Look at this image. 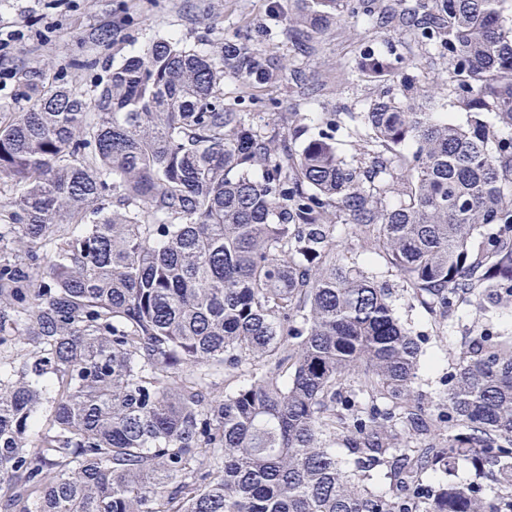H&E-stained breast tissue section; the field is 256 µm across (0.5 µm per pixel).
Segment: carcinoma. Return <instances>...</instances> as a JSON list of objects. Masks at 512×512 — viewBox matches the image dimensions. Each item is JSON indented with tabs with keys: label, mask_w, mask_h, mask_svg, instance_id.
Masks as SVG:
<instances>
[{
	"label": "carcinoma",
	"mask_w": 512,
	"mask_h": 512,
	"mask_svg": "<svg viewBox=\"0 0 512 512\" xmlns=\"http://www.w3.org/2000/svg\"><path fill=\"white\" fill-rule=\"evenodd\" d=\"M502 2L298 0L295 33L344 11L409 31L465 113L388 88L350 160L334 118L297 148L303 115L224 98L226 72L273 79L249 36L219 58L159 39L89 94L55 72L0 112V512H505L475 484L421 488L468 456L512 497V336L473 337L424 403L418 340L336 243L355 225L441 318L512 296V138L486 120L512 128Z\"/></svg>",
	"instance_id": "carcinoma-1"
}]
</instances>
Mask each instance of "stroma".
I'll list each match as a JSON object with an SVG mask.
<instances>
[{
  "label": "stroma",
  "instance_id": "35a3bbf8",
  "mask_svg": "<svg viewBox=\"0 0 512 512\" xmlns=\"http://www.w3.org/2000/svg\"><path fill=\"white\" fill-rule=\"evenodd\" d=\"M296 0H0V24L23 31L16 50L0 58V111L19 112L29 100L18 83L19 73L38 82L46 66L59 68L79 89L90 88L96 76L159 38H174L208 54H220L226 41L259 26L266 34L258 46L276 64L278 78L259 89L273 99L276 112L306 115L307 134L315 136L323 118L336 114L349 122L383 87L382 80L353 69L364 45L399 58V74L432 76L437 61L421 56L406 35L379 25L375 17L341 13L325 33L310 34L298 50L288 16ZM337 240L349 262L392 293L397 315L421 346L415 390L437 400L456 370V355L481 330L512 336V297L487 290L482 314L459 309L450 329L413 300L400 276L360 242L354 225L337 227Z\"/></svg>",
  "mask_w": 512,
  "mask_h": 512
}]
</instances>
